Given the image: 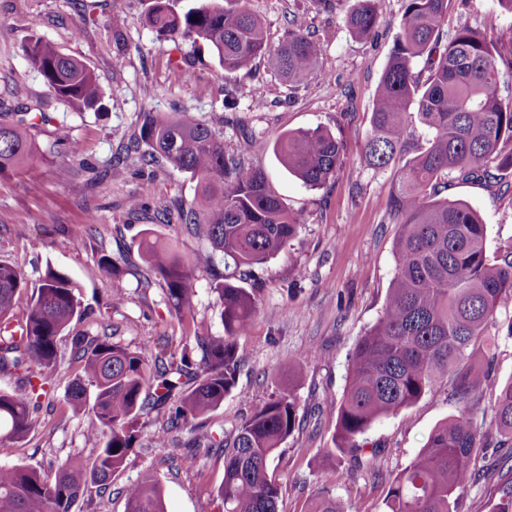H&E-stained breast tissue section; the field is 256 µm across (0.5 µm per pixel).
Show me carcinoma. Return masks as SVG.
<instances>
[{"instance_id": "obj_1", "label": "carcinoma", "mask_w": 512, "mask_h": 512, "mask_svg": "<svg viewBox=\"0 0 512 512\" xmlns=\"http://www.w3.org/2000/svg\"><path fill=\"white\" fill-rule=\"evenodd\" d=\"M449 0H404L393 51L380 78L365 158L375 167L395 168L389 218L398 224L396 269L383 313L354 345L347 385L337 409V448L352 466L379 471L380 449L360 438L383 417L410 406L443 382L463 407L430 434L413 461L389 487L386 512H458L467 488L480 472L475 461L486 448L512 442V381L504 384L486 428L471 412L490 381V368L476 360L497 312L512 298V251L487 254V227L480 214L458 200L440 198L454 183L487 178L490 169H512V98L500 92L503 56L487 33L469 27L442 42ZM147 22L174 49L202 41L226 72L252 70L264 58L290 82L319 65L320 44L300 28L269 46L261 19L247 7L225 9L217 0L187 10L174 0H154ZM380 22L376 0H356L348 16L351 32L368 35ZM48 90L79 109H94L102 92L97 76L80 59L53 43L30 39L20 45ZM423 71H415L419 63ZM418 114L432 132L427 147L401 163L411 136L407 114ZM139 137L129 149L149 166L159 159L197 179L198 207L179 208L184 224L202 225L211 251L184 256L172 243L143 238L138 252L164 282V301L180 313L191 305L196 270L224 261V276L213 290L219 299L224 336L197 332L200 360L187 350L168 354L146 344L134 350L107 336H75L72 353L84 362L83 375L67 393L77 414H88L83 435L99 449L91 462L67 459L54 479L36 469L0 465V512H72L89 487L112 481L135 451L141 415L168 407L159 439L222 405L239 371L235 337L256 313L252 291L242 286L251 268L267 262L296 235L298 220L271 190L264 171L244 159L267 145L243 135L236 152L224 151L222 134L186 113L144 112ZM43 112L0 113V175L24 168L34 154L29 129L46 123ZM280 164L307 186L318 188L336 175L342 147L322 127L289 131L273 145ZM29 282L0 263V371L22 370V388L0 391V437L25 438L35 427L43 389L42 372L59 358L58 338L82 313L79 285L46 267L33 288L20 335L8 330L17 296ZM193 384L185 393L183 387ZM297 423L291 395H278L245 418L224 439V480L218 494L224 512H278L279 485L269 462ZM127 512H164L162 488L149 474L125 487ZM308 512H344L343 504L319 493Z\"/></svg>"}]
</instances>
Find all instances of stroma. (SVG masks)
Returning <instances> with one entry per match:
<instances>
[{
  "label": "stroma",
  "instance_id": "stroma-1",
  "mask_svg": "<svg viewBox=\"0 0 512 512\" xmlns=\"http://www.w3.org/2000/svg\"><path fill=\"white\" fill-rule=\"evenodd\" d=\"M221 2L227 8L246 5L259 16L269 45L281 43L292 27L312 33L322 46L318 70L298 83L262 61L249 75L224 72L205 43L186 41L176 48L159 38L146 22L152 0H0V109L37 106L53 118L34 129L29 166L0 177V263L24 272L33 286L46 267L69 274L91 309L59 338L60 358L43 374L45 392L34 429L21 441L0 438V464L26 465L50 477L60 461L97 455L83 436L86 416L73 414L66 403L71 383L83 371L82 361L71 355L73 336L106 332L131 348L170 342L191 351L195 332L223 336L212 289L223 263L196 271L192 305L181 320L165 304L162 283L131 247L134 237L146 233L176 242L187 254L209 248L208 240L175 213L176 206L195 202L196 179L162 163L140 166L137 154L125 148L139 133L141 113L186 112L222 132L225 151L234 150L244 126L266 143L248 163L265 171L297 218L298 232L248 278L258 311L236 338L241 359L236 384L220 407L174 431L182 457L173 458L170 447L157 439L167 410L142 415L125 469L106 491L95 488L81 496L73 512H126L123 489L146 471L162 487L166 512H224L217 495L224 451L196 448L194 438L200 432L223 436L283 392L291 393L299 424L271 462L280 485L279 512H307L321 490L341 501L346 512H384L395 475L460 409L444 384L377 421L366 438L385 450L380 478L327 457L348 357L381 317L396 266L397 226L387 214L395 170L370 167L363 149L403 0H377L381 23L362 38L346 24L355 0ZM495 7V0H450L444 38L464 26L482 29ZM115 16L123 18L122 29L112 28ZM31 38L53 42L94 71L103 91L101 111L78 110L48 93L41 74L19 50ZM181 56L191 66V79L173 67ZM317 126L341 142L344 164L335 178L312 189L279 164L271 146L283 132ZM63 131L79 143L78 154L58 152ZM447 195L479 212L490 256L512 246V171L497 180L454 186ZM105 255L120 259L119 277L100 276L98 261ZM116 290L127 296L118 308L112 305ZM489 341L480 356L491 367L492 383L481 401L486 408L498 386L512 379V336L494 330ZM502 455L490 449L478 457L482 477L464 494L459 512H490L504 483L512 480Z\"/></svg>",
  "mask_w": 512,
  "mask_h": 512
}]
</instances>
